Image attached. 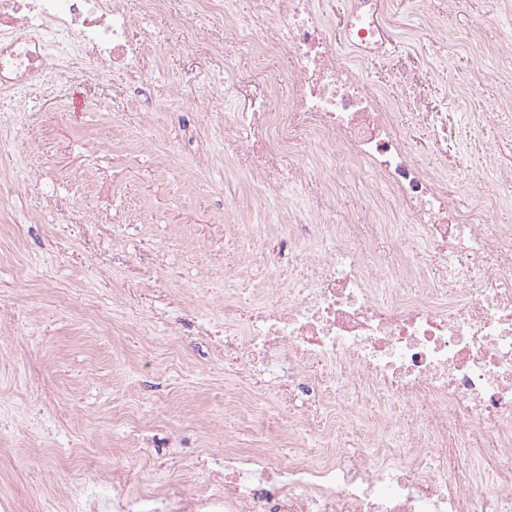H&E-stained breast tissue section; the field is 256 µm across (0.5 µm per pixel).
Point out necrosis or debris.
Wrapping results in <instances>:
<instances>
[{"label":"necrosis or debris","instance_id":"obj_1","mask_svg":"<svg viewBox=\"0 0 512 512\" xmlns=\"http://www.w3.org/2000/svg\"><path fill=\"white\" fill-rule=\"evenodd\" d=\"M246 14L229 0H190L215 26L213 56L225 45L250 53L252 78L266 93L278 83L293 97L278 110L224 116L225 92L202 86L193 104L220 113L224 158L245 167L240 191L270 195L280 166L297 185L322 183L311 211L289 201L290 231L267 259L268 287L243 301L224 290V369L240 374L259 398L318 393L321 374L336 381V407L322 417L318 448L283 459L270 449L225 448L223 470L191 495L174 486L134 492L70 490L77 512H512V225L498 221L512 196V123L494 112L472 114L475 130L495 125L497 147L477 164L448 167L432 149L447 132L436 113L402 123L385 84L351 68L342 45L374 56L383 28L354 0L334 24L320 0H253ZM166 48L135 37L126 0H0V91L36 89L60 61L85 85L109 74L126 78L145 114L155 110L146 76ZM291 61L279 70L280 59ZM365 175L367 204L380 223L410 227L428 248L414 259L404 235L383 256L378 233L356 218L336 220V163ZM457 181L477 194L460 205L447 190ZM302 252V277L283 284L284 253ZM392 285L379 288L375 268ZM413 278L415 291L402 289ZM370 399L378 428L366 443L345 447L348 416ZM477 463L459 470V458Z\"/></svg>","mask_w":512,"mask_h":512}]
</instances>
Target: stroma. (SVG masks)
I'll return each instance as SVG.
<instances>
[{
  "instance_id": "stroma-1",
  "label": "stroma",
  "mask_w": 512,
  "mask_h": 512,
  "mask_svg": "<svg viewBox=\"0 0 512 512\" xmlns=\"http://www.w3.org/2000/svg\"><path fill=\"white\" fill-rule=\"evenodd\" d=\"M127 9L135 36L158 32L170 43L148 78L152 123L118 76L72 112L56 90L78 79L62 67L28 101L36 123L12 148L16 157L41 155L39 170L14 182L10 221L0 223V495L19 512H39L65 487H95L117 474L148 488L199 490L228 443L283 454L314 445L305 404L230 411L235 378L224 371L223 347L183 340L201 316L219 317L225 278L244 292L264 280L276 240L245 248L224 212L273 223L288 205L287 173L274 200L255 201L240 194L243 175L233 168L188 163L174 176L160 160L162 148L181 140L170 119L173 84L188 94L239 79V112L285 105L292 88L279 84L269 97L248 85L252 61L231 48L220 58L175 51L197 26L185 0H170L165 17L143 13L140 0H127ZM485 16L481 49L452 51L438 36H457L466 19ZM392 20L393 50L363 62L362 74L373 82L400 66L416 73L431 110L448 115L449 161L476 162L495 133L474 131L469 116L500 107L499 31L512 27V11L496 0H429L427 12L410 2ZM475 77L481 90L471 98L464 87ZM500 109L512 118V107ZM84 133L103 137L105 147L85 148ZM138 135L142 143L132 145ZM61 448L93 455L63 468Z\"/></svg>"
}]
</instances>
